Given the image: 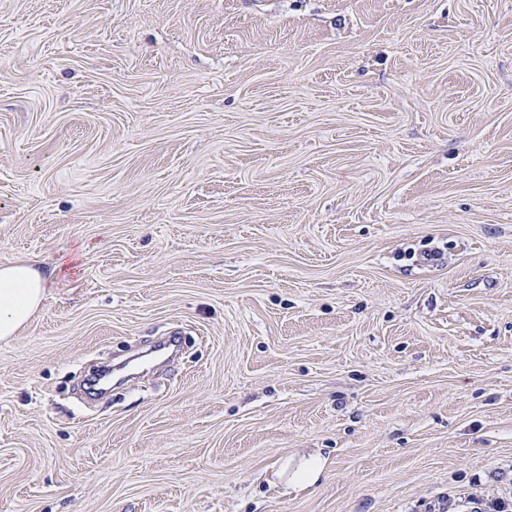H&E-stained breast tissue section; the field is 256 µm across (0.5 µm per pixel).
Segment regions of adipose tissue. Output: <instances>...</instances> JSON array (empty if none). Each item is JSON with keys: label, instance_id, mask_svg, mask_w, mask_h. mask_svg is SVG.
I'll use <instances>...</instances> for the list:
<instances>
[{"label": "adipose tissue", "instance_id": "ef3b65f1", "mask_svg": "<svg viewBox=\"0 0 512 512\" xmlns=\"http://www.w3.org/2000/svg\"><path fill=\"white\" fill-rule=\"evenodd\" d=\"M47 284V278L30 263L0 267V340L14 336L39 309Z\"/></svg>", "mask_w": 512, "mask_h": 512}]
</instances>
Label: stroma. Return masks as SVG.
I'll list each match as a JSON object with an SVG mask.
<instances>
[{"label":"stroma","instance_id":"stroma-1","mask_svg":"<svg viewBox=\"0 0 512 512\" xmlns=\"http://www.w3.org/2000/svg\"><path fill=\"white\" fill-rule=\"evenodd\" d=\"M16 262L0 512L512 500V0H0ZM47 278L32 264L0 267V340H8L41 306Z\"/></svg>","mask_w":512,"mask_h":512}]
</instances>
